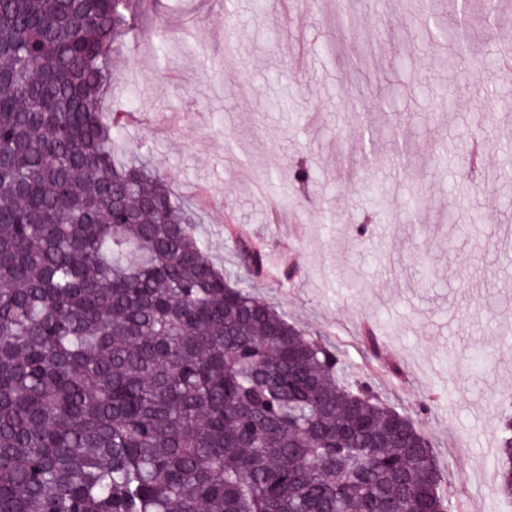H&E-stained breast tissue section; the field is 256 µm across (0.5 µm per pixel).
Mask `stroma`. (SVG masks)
<instances>
[{
  "label": "stroma",
  "mask_w": 512,
  "mask_h": 512,
  "mask_svg": "<svg viewBox=\"0 0 512 512\" xmlns=\"http://www.w3.org/2000/svg\"><path fill=\"white\" fill-rule=\"evenodd\" d=\"M134 23L110 102L148 114L126 143L149 144L179 195L208 188L197 232L214 264L407 412L468 512H512L495 463L496 401L512 393V107L507 76L479 64L512 47V0L456 43L429 41L396 0H137ZM474 150L487 163L469 177ZM301 165L319 176L305 189ZM237 229L293 255L299 277H242Z\"/></svg>",
  "instance_id": "35a3bbf8"
}]
</instances>
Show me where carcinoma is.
I'll use <instances>...</instances> for the list:
<instances>
[{"mask_svg":"<svg viewBox=\"0 0 512 512\" xmlns=\"http://www.w3.org/2000/svg\"><path fill=\"white\" fill-rule=\"evenodd\" d=\"M133 2L0 0V512H457L412 417L227 280L197 213L118 154L107 49Z\"/></svg>","mask_w":512,"mask_h":512,"instance_id":"obj_1","label":"carcinoma"}]
</instances>
